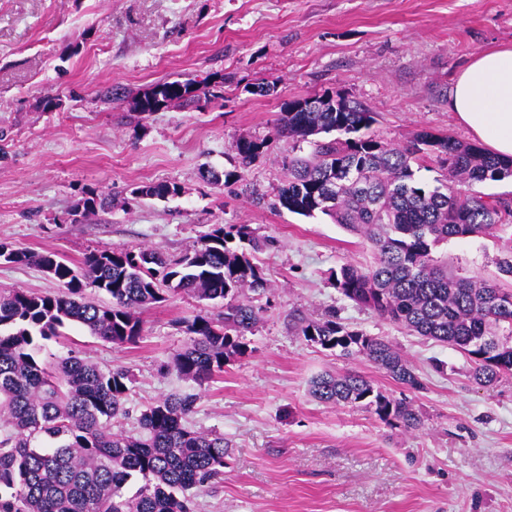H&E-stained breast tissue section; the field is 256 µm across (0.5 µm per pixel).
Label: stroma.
Listing matches in <instances>:
<instances>
[{
	"mask_svg": "<svg viewBox=\"0 0 512 512\" xmlns=\"http://www.w3.org/2000/svg\"><path fill=\"white\" fill-rule=\"evenodd\" d=\"M512 44V0H0V242L71 262L101 247L191 249L217 224L276 239L261 254L268 302L251 350L205 385L178 377L177 326L198 302L176 296L144 311L139 343L114 345L75 325L44 341L45 363L73 353L127 367L135 417L172 393L195 395L193 428L223 433L224 479L198 512H512V376L477 383L453 348L407 332L344 298L330 270L370 265L366 241L328 216L278 208L281 160L308 143L279 134L286 103L326 91L374 112L393 144L421 130L472 142L448 98L472 56ZM163 80L217 86L220 96L137 118L134 97ZM112 98H105L106 90ZM268 150L237 169V139ZM241 176L215 187L204 168ZM181 186L166 201L127 205L132 187ZM107 209L76 220L85 191ZM512 233L450 240L451 266L497 277ZM53 294L33 266L0 263V294ZM336 310L390 342L423 382L413 391L363 358L307 342L302 320ZM361 372L423 417L405 432L373 414L315 400L319 374Z\"/></svg>",
	"mask_w": 512,
	"mask_h": 512,
	"instance_id": "1",
	"label": "stroma"
}]
</instances>
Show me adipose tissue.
Instances as JSON below:
<instances>
[{
	"instance_id": "adipose-tissue-1",
	"label": "adipose tissue",
	"mask_w": 512,
	"mask_h": 512,
	"mask_svg": "<svg viewBox=\"0 0 512 512\" xmlns=\"http://www.w3.org/2000/svg\"><path fill=\"white\" fill-rule=\"evenodd\" d=\"M448 107L490 153L512 158V45L475 55L458 75Z\"/></svg>"
}]
</instances>
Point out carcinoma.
Here are the masks:
<instances>
[{
    "mask_svg": "<svg viewBox=\"0 0 512 512\" xmlns=\"http://www.w3.org/2000/svg\"><path fill=\"white\" fill-rule=\"evenodd\" d=\"M199 98L190 81H164L135 97L132 111L146 115ZM312 99L313 107L306 97L289 101L279 118L282 136L308 142L313 151L282 161L287 179L277 198L291 213H321L372 244L374 264H342L330 273L333 286L356 305L454 348L481 384L512 375V289L464 276L438 255L451 239L488 236L512 224L511 201L472 190L512 178V159L427 130L404 145L389 144L370 133L375 119L363 104L339 93ZM234 150L246 168L267 144L242 137ZM428 161L440 171L432 188L413 170ZM181 193V186L167 182L130 191L135 199L162 201ZM106 206L107 198L91 190L73 216ZM274 245L249 224H218L175 258L145 246L104 247L76 266L51 252L0 242L7 250L1 261L36 266L60 288L53 295L15 290L0 296V512H197L198 492L224 479L225 445L223 434L187 425L194 399L162 397L141 412L136 432L116 431L130 417V370H103L75 355L47 365L37 358L38 341L75 324L106 342L135 344L142 337L139 314L150 306L180 293L222 302L220 319L201 309L180 320L187 341L173 368L201 386L248 352L247 335L262 307L245 291H267L256 254ZM89 286L112 303L95 302ZM301 333L341 357L367 359L399 384L423 388L390 343L347 326L334 311L307 320ZM311 394L366 410L406 432L423 426L409 400L387 395L353 371L315 377ZM133 477L141 484L131 494Z\"/></svg>",
    "mask_w": 512,
    "mask_h": 512,
    "instance_id": "cac0c4a2",
    "label": "carcinoma"
}]
</instances>
